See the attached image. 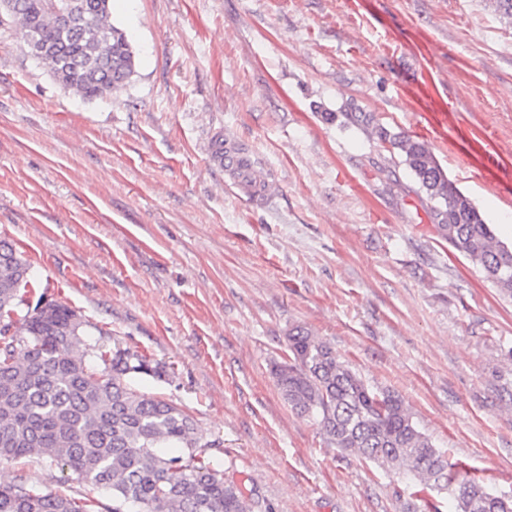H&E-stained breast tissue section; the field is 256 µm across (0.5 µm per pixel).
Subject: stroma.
Listing matches in <instances>:
<instances>
[{
  "instance_id": "obj_1",
  "label": "stroma",
  "mask_w": 512,
  "mask_h": 512,
  "mask_svg": "<svg viewBox=\"0 0 512 512\" xmlns=\"http://www.w3.org/2000/svg\"><path fill=\"white\" fill-rule=\"evenodd\" d=\"M135 67L92 100L0 19V239L88 334L160 365L216 465L272 512H452L330 446L272 373L297 326L399 395L449 462L512 494V299L439 235L401 157L408 83L448 105V178L512 243V21L496 0H112ZM247 153L236 189L212 149ZM0 481L98 500L21 458Z\"/></svg>"
}]
</instances>
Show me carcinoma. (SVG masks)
Segmentation results:
<instances>
[{
	"instance_id": "cac0c4a2",
	"label": "carcinoma",
	"mask_w": 512,
	"mask_h": 512,
	"mask_svg": "<svg viewBox=\"0 0 512 512\" xmlns=\"http://www.w3.org/2000/svg\"><path fill=\"white\" fill-rule=\"evenodd\" d=\"M0 13L17 19L30 53L66 90L87 99L128 81L134 52L110 21L109 0H15ZM370 134L404 157L434 202L441 236L501 293L512 298V248L500 241L471 198L429 148L357 116ZM31 265L0 240V461L31 457L73 471L112 492V512H254L261 507L224 477L177 405L142 394L129 374L161 376L144 356L88 342L67 304L21 292ZM288 361L277 386L297 414L312 419L330 445L402 475L421 494L446 490L457 512H512V496L452 473L399 396L370 388L327 343L303 327L288 333ZM166 448H178L170 454ZM92 497L0 483V512H97Z\"/></svg>"
}]
</instances>
